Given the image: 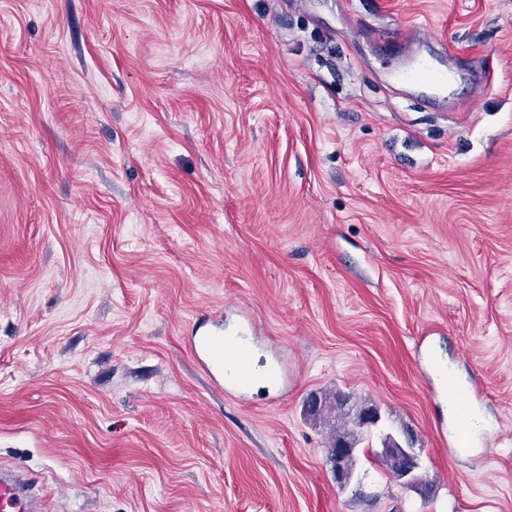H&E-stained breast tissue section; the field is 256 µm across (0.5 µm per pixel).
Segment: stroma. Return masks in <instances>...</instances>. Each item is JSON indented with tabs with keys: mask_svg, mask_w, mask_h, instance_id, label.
Listing matches in <instances>:
<instances>
[{
	"mask_svg": "<svg viewBox=\"0 0 512 512\" xmlns=\"http://www.w3.org/2000/svg\"><path fill=\"white\" fill-rule=\"evenodd\" d=\"M243 326L240 395L194 344ZM313 393L381 414L347 489ZM0 466L45 512H512V0H0ZM403 61L395 72V79L404 84L423 86L439 93H445L453 76L447 71L433 67L422 51L421 40L402 42ZM391 438L398 446L393 449L396 453L401 454L403 458V465L401 469L399 470L400 461L398 455L392 454L388 457H383L378 453L375 455L379 459L384 469V473L393 478L394 473L399 470L397 474L398 481L407 488L416 489L422 482L421 476L419 475L420 463L417 448H414L412 440H407L405 443H402L392 434Z\"/></svg>",
	"mask_w": 512,
	"mask_h": 512,
	"instance_id": "stroma-1",
	"label": "stroma"
}]
</instances>
